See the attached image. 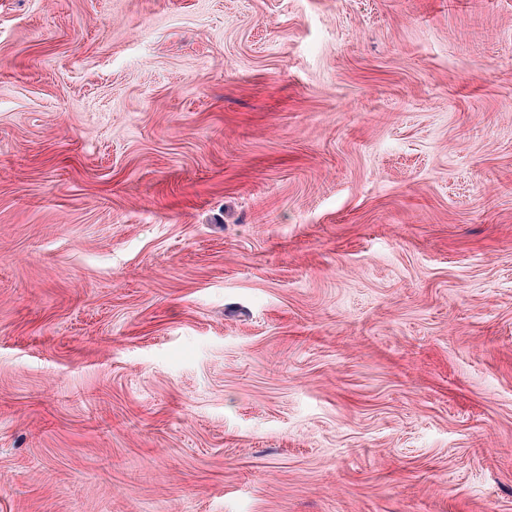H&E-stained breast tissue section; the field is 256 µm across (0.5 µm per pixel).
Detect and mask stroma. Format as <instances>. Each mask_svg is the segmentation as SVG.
I'll list each match as a JSON object with an SVG mask.
<instances>
[{
  "label": "stroma",
  "instance_id": "stroma-1",
  "mask_svg": "<svg viewBox=\"0 0 512 512\" xmlns=\"http://www.w3.org/2000/svg\"><path fill=\"white\" fill-rule=\"evenodd\" d=\"M0 512H512V0H0Z\"/></svg>",
  "mask_w": 512,
  "mask_h": 512
}]
</instances>
